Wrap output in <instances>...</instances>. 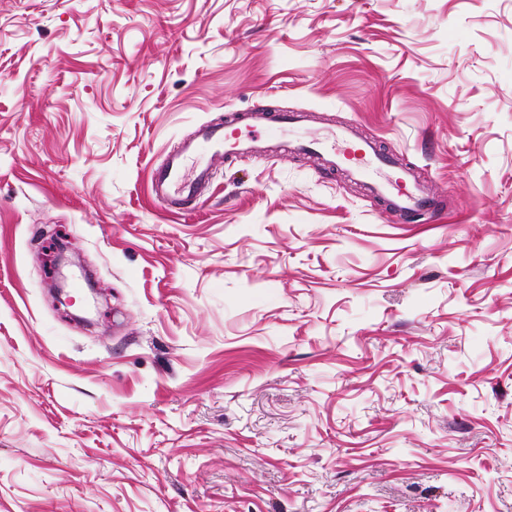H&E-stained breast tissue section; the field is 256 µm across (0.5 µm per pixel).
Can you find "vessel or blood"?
I'll return each instance as SVG.
<instances>
[{
	"instance_id": "obj_1",
	"label": "vessel or blood",
	"mask_w": 512,
	"mask_h": 512,
	"mask_svg": "<svg viewBox=\"0 0 512 512\" xmlns=\"http://www.w3.org/2000/svg\"><path fill=\"white\" fill-rule=\"evenodd\" d=\"M244 119L252 127L266 126L272 119L281 126L294 127L303 122L304 116L284 112L273 118L267 112L254 110L245 113ZM297 148L324 157L329 165L346 168L352 179L384 199L400 220L428 211L434 205L410 171H398L388 154L380 152L373 141L359 137L352 128L338 129L333 142L306 138L298 142ZM256 150L253 139L222 127L200 126L195 139L154 171L152 190L155 196L166 199L170 208L180 209L187 199L197 197L202 185L209 181L212 169L223 164L225 158L246 157Z\"/></svg>"
}]
</instances>
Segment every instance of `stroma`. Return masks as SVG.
<instances>
[{"mask_svg":"<svg viewBox=\"0 0 512 512\" xmlns=\"http://www.w3.org/2000/svg\"><path fill=\"white\" fill-rule=\"evenodd\" d=\"M256 108L440 215L295 149L169 212L153 170ZM0 512H512V0H0ZM296 149L320 155L330 166L345 167L352 179L364 183L374 196L388 203L400 224L435 205L410 171L397 173L394 160L352 128L336 130L333 145L320 138H306L297 143Z\"/></svg>","mask_w":512,"mask_h":512,"instance_id":"stroma-1","label":"stroma"}]
</instances>
